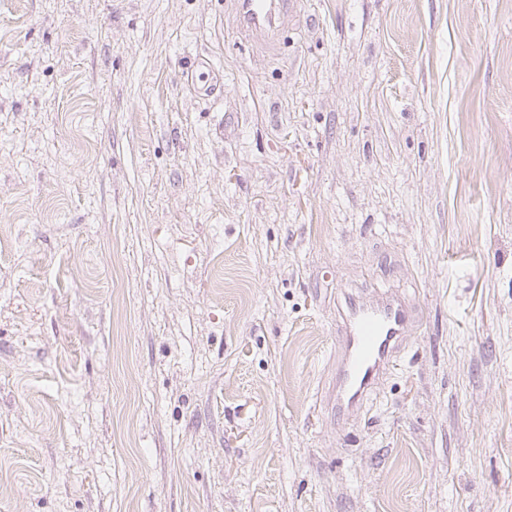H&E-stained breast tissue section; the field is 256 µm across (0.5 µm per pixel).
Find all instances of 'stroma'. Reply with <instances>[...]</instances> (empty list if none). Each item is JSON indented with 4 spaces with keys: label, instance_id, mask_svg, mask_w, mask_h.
<instances>
[{
    "label": "stroma",
    "instance_id": "35a3bbf8",
    "mask_svg": "<svg viewBox=\"0 0 512 512\" xmlns=\"http://www.w3.org/2000/svg\"><path fill=\"white\" fill-rule=\"evenodd\" d=\"M0 512H512V0H0ZM293 5L294 0H236L235 18L243 32L273 43ZM346 306L336 372L338 411L366 406L380 377L402 351L414 322L405 302L393 297L368 305L348 298Z\"/></svg>",
    "mask_w": 512,
    "mask_h": 512
}]
</instances>
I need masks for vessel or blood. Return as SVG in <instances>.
<instances>
[{
  "label": "vessel or blood",
  "instance_id": "obj_1",
  "mask_svg": "<svg viewBox=\"0 0 512 512\" xmlns=\"http://www.w3.org/2000/svg\"><path fill=\"white\" fill-rule=\"evenodd\" d=\"M294 0H236L239 28L252 37L275 42ZM345 336L336 372V408L366 406L384 371L393 365L413 326L405 302L389 297L374 304L347 299Z\"/></svg>",
  "mask_w": 512,
  "mask_h": 512
}]
</instances>
